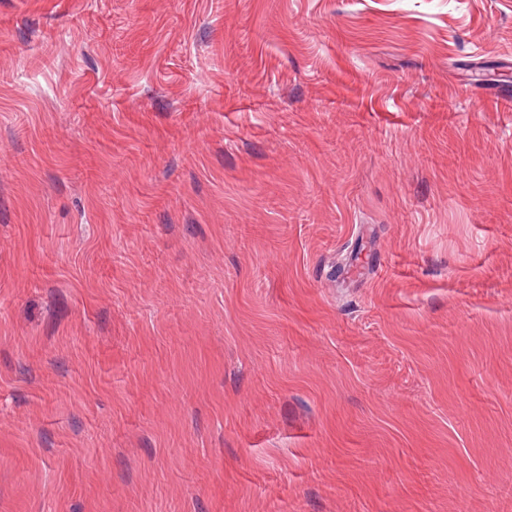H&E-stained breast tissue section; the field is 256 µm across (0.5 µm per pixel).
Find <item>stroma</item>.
Listing matches in <instances>:
<instances>
[{"label": "stroma", "mask_w": 512, "mask_h": 512, "mask_svg": "<svg viewBox=\"0 0 512 512\" xmlns=\"http://www.w3.org/2000/svg\"><path fill=\"white\" fill-rule=\"evenodd\" d=\"M512 0H0V512H512Z\"/></svg>", "instance_id": "1"}]
</instances>
